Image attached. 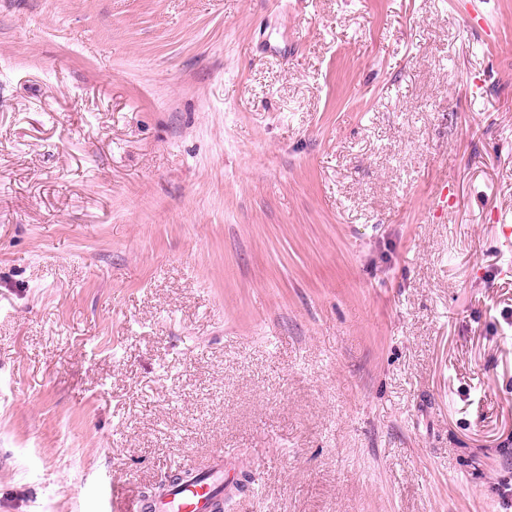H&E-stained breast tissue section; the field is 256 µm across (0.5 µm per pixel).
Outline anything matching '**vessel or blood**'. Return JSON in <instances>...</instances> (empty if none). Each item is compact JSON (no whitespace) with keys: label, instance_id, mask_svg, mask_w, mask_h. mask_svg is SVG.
<instances>
[{"label":"vessel or blood","instance_id":"vessel-or-blood-1","mask_svg":"<svg viewBox=\"0 0 512 512\" xmlns=\"http://www.w3.org/2000/svg\"><path fill=\"white\" fill-rule=\"evenodd\" d=\"M224 496V459L216 457L205 470L167 489L153 502L139 501L135 512H214Z\"/></svg>","mask_w":512,"mask_h":512}]
</instances>
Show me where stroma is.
Masks as SVG:
<instances>
[{
	"mask_svg": "<svg viewBox=\"0 0 512 512\" xmlns=\"http://www.w3.org/2000/svg\"><path fill=\"white\" fill-rule=\"evenodd\" d=\"M503 216L512 0H0V512H512ZM184 470L191 474L188 479L167 489L149 509L142 498L135 512H214L215 504L224 498L223 455L217 456L204 471Z\"/></svg>",
	"mask_w": 512,
	"mask_h": 512,
	"instance_id": "obj_1",
	"label": "stroma"
}]
</instances>
